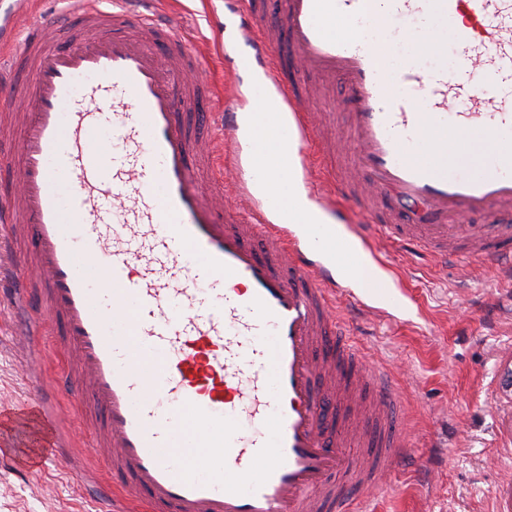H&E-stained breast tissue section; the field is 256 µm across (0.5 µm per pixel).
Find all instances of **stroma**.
<instances>
[{
    "label": "stroma",
    "instance_id": "stroma-1",
    "mask_svg": "<svg viewBox=\"0 0 512 512\" xmlns=\"http://www.w3.org/2000/svg\"><path fill=\"white\" fill-rule=\"evenodd\" d=\"M68 8L67 0H30L21 11L13 0H0V18H12L20 34ZM160 8L205 59L203 80L225 92L223 11L213 0H162ZM360 25L367 36H381L391 68L455 67L452 31L437 19L397 17L380 26L366 18ZM434 30L442 33L438 58L421 50ZM375 255L390 281L400 283L399 302L344 301L343 324L359 349L394 369L411 449L393 467L387 491L372 493L369 505L374 512H498V491L512 484V391L504 387L512 366V274L474 258L441 267L386 239ZM25 328L22 310L0 301V405L27 402L41 383L55 387L72 446L64 466L41 465L31 429L0 427V512H100L112 481L102 460L82 452L89 431L72 412L75 389L56 354L59 326L45 323L30 338Z\"/></svg>",
    "mask_w": 512,
    "mask_h": 512
}]
</instances>
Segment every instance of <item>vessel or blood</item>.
I'll use <instances>...</instances> for the list:
<instances>
[{
	"label": "vessel or blood",
	"mask_w": 512,
	"mask_h": 512,
	"mask_svg": "<svg viewBox=\"0 0 512 512\" xmlns=\"http://www.w3.org/2000/svg\"><path fill=\"white\" fill-rule=\"evenodd\" d=\"M140 2L73 0L75 47L51 40L53 18L0 51V112L24 116L18 147L0 145L17 185L0 197V246L19 228L34 244L0 288L30 332L61 324L113 512H367L348 487L381 489L409 452L393 377L349 344L333 260L306 256L287 185L255 191L243 118L279 97L280 165L309 174L323 157L308 198L353 202L371 227L363 247L378 235L444 265L463 257L454 218L480 214L464 236L474 257L511 260L512 0H388L387 17L450 26L452 75L390 70L365 36L337 35L371 0H235L224 62L253 76V103L233 86L218 112L203 109L199 57ZM161 34L160 55L148 39ZM479 70L492 83L476 85ZM314 77L342 84L355 152L324 139ZM476 133L493 151L476 172L445 174L449 159L467 164ZM35 395L0 420L32 428L53 459L57 418L48 390ZM239 419L255 431L232 429Z\"/></svg>",
	"instance_id": "1"
}]
</instances>
